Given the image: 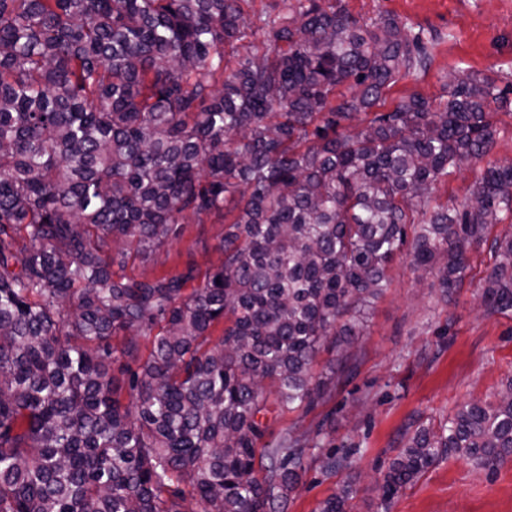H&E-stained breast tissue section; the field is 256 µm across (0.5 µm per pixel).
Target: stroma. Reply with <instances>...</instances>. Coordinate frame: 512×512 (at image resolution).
Listing matches in <instances>:
<instances>
[{"mask_svg": "<svg viewBox=\"0 0 512 512\" xmlns=\"http://www.w3.org/2000/svg\"><path fill=\"white\" fill-rule=\"evenodd\" d=\"M345 2L357 18L388 14L434 38L428 72L387 89L379 111H391L412 92L445 97L449 77L463 69L501 86L512 82V0ZM223 233L213 218L184 225L167 255L129 259L125 271L178 273L190 261L199 271H214L222 262L217 244ZM489 263L485 245L472 254L463 288L446 301L434 275L419 276L408 259L395 260L385 292L349 346L351 377L309 412L267 416L264 443H278L292 428L318 432L325 450L350 461L332 477L309 469L288 499V512H316L344 485L353 512H381L377 486L419 424L438 423L468 402L494 401L512 376V312L491 313L482 304L479 282ZM391 512H512V459L489 472L450 457L395 498Z\"/></svg>", "mask_w": 512, "mask_h": 512, "instance_id": "obj_1", "label": "stroma"}]
</instances>
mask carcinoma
<instances>
[{"instance_id":"carcinoma-1","label":"carcinoma","mask_w":512,"mask_h":512,"mask_svg":"<svg viewBox=\"0 0 512 512\" xmlns=\"http://www.w3.org/2000/svg\"><path fill=\"white\" fill-rule=\"evenodd\" d=\"M242 2L0 0V512H288L311 464L346 459L315 453L320 430L259 448L262 419L331 396L397 257L448 297L489 241L482 303L512 311V233L491 237L512 161L476 167L512 84L464 71L443 102L375 112L433 38L343 0L251 22ZM468 166L470 196L438 202ZM211 216L216 271L113 270ZM323 350L339 359L318 377ZM450 455L512 458V379L406 438L384 512Z\"/></svg>"}]
</instances>
